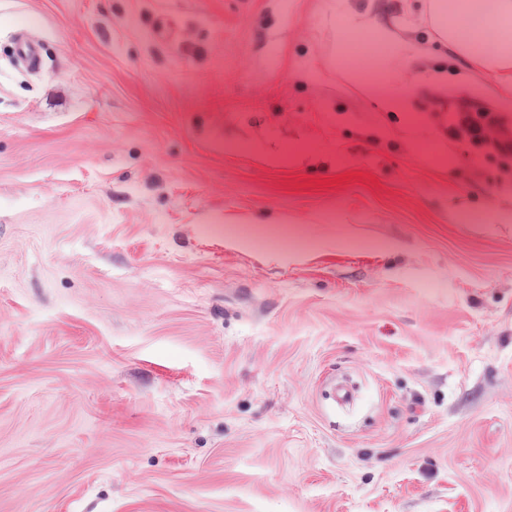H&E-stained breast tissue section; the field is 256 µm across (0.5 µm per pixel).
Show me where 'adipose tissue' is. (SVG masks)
Instances as JSON below:
<instances>
[{
  "mask_svg": "<svg viewBox=\"0 0 512 512\" xmlns=\"http://www.w3.org/2000/svg\"><path fill=\"white\" fill-rule=\"evenodd\" d=\"M425 7L438 38L451 52L468 59L474 72L512 86V0H490L479 22L464 27L449 14L447 0H425Z\"/></svg>",
  "mask_w": 512,
  "mask_h": 512,
  "instance_id": "1",
  "label": "adipose tissue"
}]
</instances>
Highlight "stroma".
Returning <instances> with one entry per match:
<instances>
[{
	"mask_svg": "<svg viewBox=\"0 0 512 512\" xmlns=\"http://www.w3.org/2000/svg\"><path fill=\"white\" fill-rule=\"evenodd\" d=\"M422 4L0 0V512H512V88ZM455 121L448 127V135L451 139L467 140L475 146H485L489 152L502 158H512V133L509 139L505 135L502 139L488 142L482 138L484 125L503 127V120L493 112L484 108H477L473 112V104L468 101H460L455 107Z\"/></svg>",
	"mask_w": 512,
	"mask_h": 512,
	"instance_id": "obj_1",
	"label": "stroma"
}]
</instances>
